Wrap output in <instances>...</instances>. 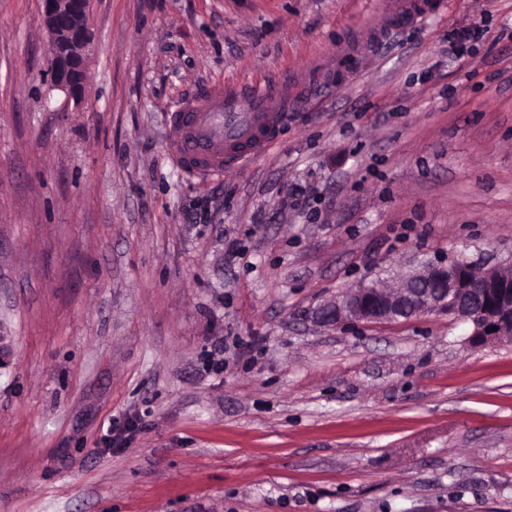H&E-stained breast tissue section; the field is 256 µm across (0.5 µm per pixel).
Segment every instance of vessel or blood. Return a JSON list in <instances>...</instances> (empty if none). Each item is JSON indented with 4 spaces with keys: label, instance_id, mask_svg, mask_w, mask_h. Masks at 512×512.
<instances>
[{
    "label": "vessel or blood",
    "instance_id": "b4317fda",
    "mask_svg": "<svg viewBox=\"0 0 512 512\" xmlns=\"http://www.w3.org/2000/svg\"><path fill=\"white\" fill-rule=\"evenodd\" d=\"M447 9L448 0H389L383 15L413 21ZM299 100L298 90L267 80L206 85L171 111L167 154L189 175L223 178L273 146Z\"/></svg>",
    "mask_w": 512,
    "mask_h": 512
}]
</instances>
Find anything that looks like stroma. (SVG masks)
I'll use <instances>...</instances> for the list:
<instances>
[{
	"mask_svg": "<svg viewBox=\"0 0 512 512\" xmlns=\"http://www.w3.org/2000/svg\"><path fill=\"white\" fill-rule=\"evenodd\" d=\"M41 9L0 0V512H512V340L311 320L410 261L512 262V0L377 41L361 0H93L78 105ZM348 42L265 157L168 158L203 82ZM485 31L480 25L454 28L448 31V51L457 57L472 54L477 48L476 42L483 38Z\"/></svg>",
	"mask_w": 512,
	"mask_h": 512,
	"instance_id": "35a3bbf8",
	"label": "stroma"
}]
</instances>
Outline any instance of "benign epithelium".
<instances>
[{"label": "benign epithelium", "mask_w": 512, "mask_h": 512, "mask_svg": "<svg viewBox=\"0 0 512 512\" xmlns=\"http://www.w3.org/2000/svg\"><path fill=\"white\" fill-rule=\"evenodd\" d=\"M91 4L92 0H42L51 86L76 104L84 99V72L92 43ZM436 312L471 323L470 341L476 346L512 337V263L485 269L479 280L473 264L464 258L449 267L422 263L391 286L362 284L341 291L319 304L312 317L321 327L337 328Z\"/></svg>", "instance_id": "1"}]
</instances>
